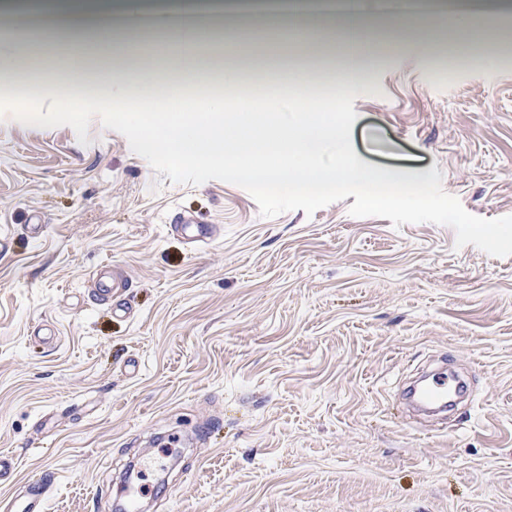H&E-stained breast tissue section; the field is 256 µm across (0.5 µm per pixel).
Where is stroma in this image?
<instances>
[{
	"mask_svg": "<svg viewBox=\"0 0 512 512\" xmlns=\"http://www.w3.org/2000/svg\"><path fill=\"white\" fill-rule=\"evenodd\" d=\"M160 0H112V26L0 0V94L91 97L161 86L196 51L223 93L290 78L328 98L359 74L351 143L395 173L438 170L470 213L512 215V62L483 40L439 48L456 14L343 25L230 10L150 19ZM307 32L281 71L273 30ZM232 52H225L226 37ZM97 49L91 67L74 43ZM352 198L262 217L245 189L177 184L100 118L87 143L0 112V450L16 461L0 512L51 476L48 512H113L128 465L148 512H512V256L456 247L452 227L354 217ZM208 226L205 242L175 228ZM109 264L127 313L96 299ZM468 372L472 396L445 421L409 414L400 384L429 363Z\"/></svg>",
	"mask_w": 512,
	"mask_h": 512,
	"instance_id": "35a3bbf8",
	"label": "stroma"
}]
</instances>
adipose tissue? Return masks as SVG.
<instances>
[{
  "instance_id": "adipose-tissue-1",
  "label": "adipose tissue",
  "mask_w": 512,
  "mask_h": 512,
  "mask_svg": "<svg viewBox=\"0 0 512 512\" xmlns=\"http://www.w3.org/2000/svg\"><path fill=\"white\" fill-rule=\"evenodd\" d=\"M209 55H194L190 67L165 92L135 88L128 105L136 112L152 146L163 149L177 164L233 163L246 177H257L262 190L321 194L353 184L362 187L366 203L378 195L400 190L402 197L419 198L421 183L394 180L360 167L347 151L343 129L333 117L332 100H310L314 118L291 106L296 89L266 90L277 109L237 126L224 97H186L183 88L204 78Z\"/></svg>"
}]
</instances>
